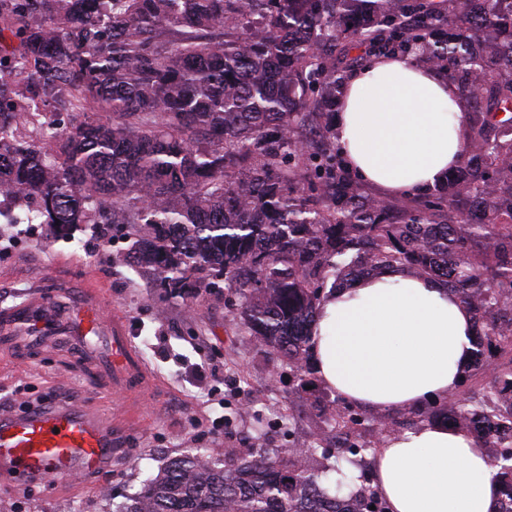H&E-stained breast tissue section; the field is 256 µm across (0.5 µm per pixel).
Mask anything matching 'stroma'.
Segmentation results:
<instances>
[{
  "instance_id": "obj_1",
  "label": "stroma",
  "mask_w": 512,
  "mask_h": 512,
  "mask_svg": "<svg viewBox=\"0 0 512 512\" xmlns=\"http://www.w3.org/2000/svg\"><path fill=\"white\" fill-rule=\"evenodd\" d=\"M0 202V305L27 300L49 275L89 281L129 336L152 385L136 403L138 423L119 439L112 464L85 482L0 480V512H112L169 458L207 448H298L319 442L336 451L324 410H342L310 377L300 386L286 359L261 346L228 288L174 294L128 257L131 225L81 224L54 236L44 224H10ZM73 403L104 420L124 413L111 393L92 390L69 360L47 350L20 360L0 353V414Z\"/></svg>"
}]
</instances>
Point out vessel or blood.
Segmentation results:
<instances>
[{"label": "vessel or blood", "mask_w": 512, "mask_h": 512, "mask_svg": "<svg viewBox=\"0 0 512 512\" xmlns=\"http://www.w3.org/2000/svg\"><path fill=\"white\" fill-rule=\"evenodd\" d=\"M0 347L64 351L97 387L116 393H133L146 380L125 320L105 314L99 290L73 289L54 277L30 299L0 307ZM124 434L122 423H104L69 404L1 414L0 476L22 484L97 473Z\"/></svg>", "instance_id": "1"}]
</instances>
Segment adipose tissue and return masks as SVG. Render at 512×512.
<instances>
[{"label":"adipose tissue","mask_w":512,"mask_h":512,"mask_svg":"<svg viewBox=\"0 0 512 512\" xmlns=\"http://www.w3.org/2000/svg\"><path fill=\"white\" fill-rule=\"evenodd\" d=\"M467 103L419 56L379 57L349 71L336 144L382 199L424 193L460 160ZM474 320L431 276L382 269L327 291L313 325L311 363L323 385L366 410H415L455 393L471 358ZM389 512H496L485 449L465 431L422 424L373 458Z\"/></svg>","instance_id":"adipose-tissue-1"}]
</instances>
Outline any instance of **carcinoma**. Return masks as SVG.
<instances>
[{
  "instance_id": "1",
  "label": "carcinoma",
  "mask_w": 512,
  "mask_h": 512,
  "mask_svg": "<svg viewBox=\"0 0 512 512\" xmlns=\"http://www.w3.org/2000/svg\"><path fill=\"white\" fill-rule=\"evenodd\" d=\"M417 49L469 103L460 165L384 201L336 148L345 69ZM356 55H351L352 51ZM101 112L96 121L79 119ZM512 0H0V196L66 237L132 224L173 290L222 280L300 384L326 288L398 267L472 311L483 392L427 422L488 449L512 503ZM347 461L372 448L330 414ZM314 443L171 458L114 512H384Z\"/></svg>"
}]
</instances>
